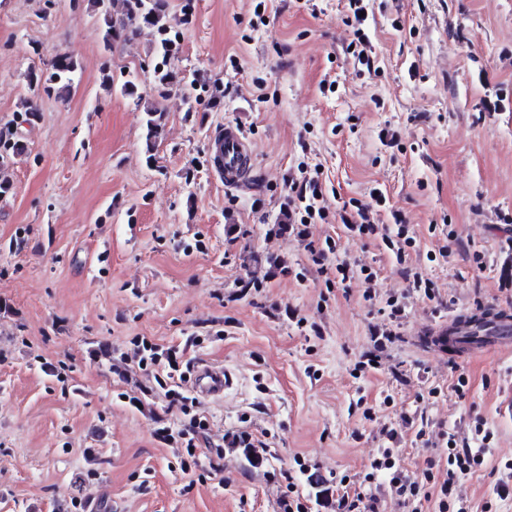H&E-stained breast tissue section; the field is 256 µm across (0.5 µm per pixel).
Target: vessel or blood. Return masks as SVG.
Instances as JSON below:
<instances>
[{"mask_svg": "<svg viewBox=\"0 0 512 512\" xmlns=\"http://www.w3.org/2000/svg\"><path fill=\"white\" fill-rule=\"evenodd\" d=\"M207 157L211 172L225 187H241L252 175L254 146L238 126L225 125L212 135L207 144ZM448 333L456 341V351L463 356L479 350L507 351L512 349V315L464 312L449 319ZM235 384V376L229 369L200 362L190 388L201 397L220 400Z\"/></svg>", "mask_w": 512, "mask_h": 512, "instance_id": "vessel-or-blood-1", "label": "vessel or blood"}]
</instances>
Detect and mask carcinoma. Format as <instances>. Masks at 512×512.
I'll list each match as a JSON object with an SVG mask.
<instances>
[{"label": "carcinoma", "mask_w": 512, "mask_h": 512, "mask_svg": "<svg viewBox=\"0 0 512 512\" xmlns=\"http://www.w3.org/2000/svg\"><path fill=\"white\" fill-rule=\"evenodd\" d=\"M125 9L121 14L113 10V0H92V6L102 17L104 23L103 40L109 44L116 35L134 32V25L153 26L159 34V41L154 50L157 63L154 66L155 81L159 95L177 89L186 84L185 77L170 68L172 50V26L167 19L165 0H123ZM80 68L78 60L69 53L56 55L49 68L37 74H29L30 85L39 94L48 97L61 98L71 93L76 73ZM146 143L149 149H154L161 137L163 128V113L155 106L145 109ZM25 145L19 140L4 139L0 145L3 154L0 155V195L10 190L9 179L4 175L6 169V153L19 152Z\"/></svg>", "instance_id": "cac0c4a2"}]
</instances>
